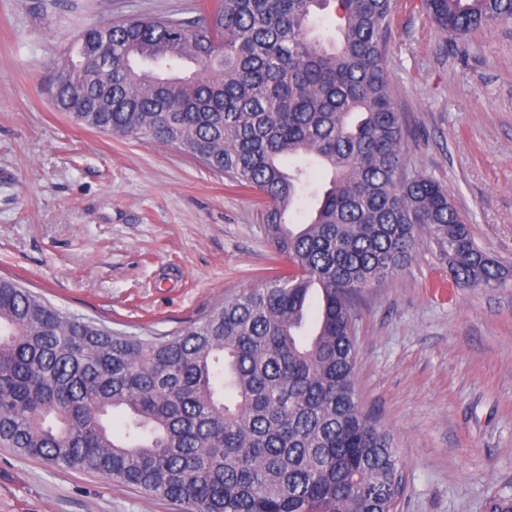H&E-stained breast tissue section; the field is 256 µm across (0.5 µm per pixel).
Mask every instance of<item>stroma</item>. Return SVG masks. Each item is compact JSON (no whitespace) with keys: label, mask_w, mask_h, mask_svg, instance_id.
Here are the masks:
<instances>
[{"label":"stroma","mask_w":512,"mask_h":512,"mask_svg":"<svg viewBox=\"0 0 512 512\" xmlns=\"http://www.w3.org/2000/svg\"><path fill=\"white\" fill-rule=\"evenodd\" d=\"M200 0H0V276L129 336H164L284 268L254 194L179 149L78 127L44 79L87 25L190 17ZM409 169L448 190L512 268V21L459 53L396 0L387 54ZM354 387L404 463L397 512H484L512 492V281L451 285L426 246L356 300ZM0 512H180L0 447Z\"/></svg>","instance_id":"35a3bbf8"}]
</instances>
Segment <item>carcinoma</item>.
I'll list each match as a JSON object with an SVG mask.
<instances>
[{"label": "carcinoma", "instance_id": "cac0c4a2", "mask_svg": "<svg viewBox=\"0 0 512 512\" xmlns=\"http://www.w3.org/2000/svg\"><path fill=\"white\" fill-rule=\"evenodd\" d=\"M456 42L512 0H421ZM334 7L338 35L316 33ZM393 0H212L108 19L46 80L76 126L174 146L258 208L288 273L165 336H125L0 277V446L181 512H395L403 461L356 396L355 297L427 242L461 288L512 271L433 178L410 173L386 68ZM195 65L188 75L178 71ZM318 164L328 186L311 180ZM316 207L295 231L285 215ZM319 317L307 328L313 299ZM123 431L112 430V417ZM484 512H512V495Z\"/></svg>", "mask_w": 512, "mask_h": 512}]
</instances>
